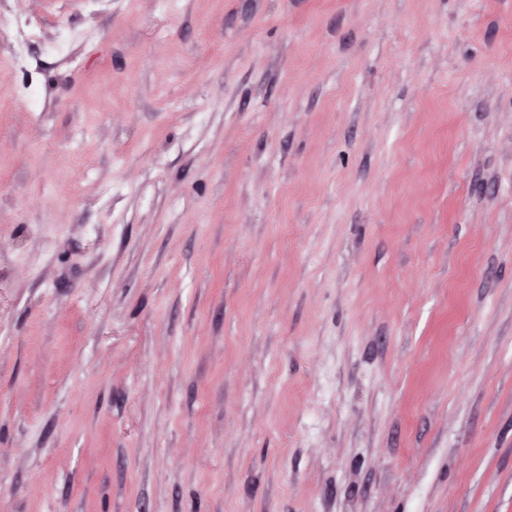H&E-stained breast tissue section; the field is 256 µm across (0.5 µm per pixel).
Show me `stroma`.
<instances>
[{"label":"stroma","instance_id":"35a3bbf8","mask_svg":"<svg viewBox=\"0 0 512 512\" xmlns=\"http://www.w3.org/2000/svg\"><path fill=\"white\" fill-rule=\"evenodd\" d=\"M0 512H512V0H0Z\"/></svg>","mask_w":512,"mask_h":512}]
</instances>
